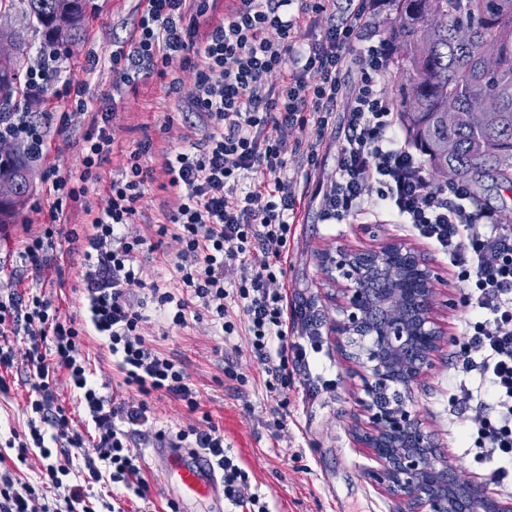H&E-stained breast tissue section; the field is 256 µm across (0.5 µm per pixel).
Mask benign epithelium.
I'll list each match as a JSON object with an SVG mask.
<instances>
[{"label": "benign epithelium", "instance_id": "1", "mask_svg": "<svg viewBox=\"0 0 512 512\" xmlns=\"http://www.w3.org/2000/svg\"><path fill=\"white\" fill-rule=\"evenodd\" d=\"M472 118L495 122L494 102H483ZM321 263L345 280L339 288L342 318L332 333L346 358L364 368L359 403L368 423L354 434L378 463L371 478L406 501L408 512H512L511 502L456 479L412 409L413 386L432 366L441 336L433 316V270L398 240L325 252ZM384 388L397 393L389 404L380 401Z\"/></svg>", "mask_w": 512, "mask_h": 512}]
</instances>
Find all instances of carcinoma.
Listing matches in <instances>:
<instances>
[{
	"mask_svg": "<svg viewBox=\"0 0 512 512\" xmlns=\"http://www.w3.org/2000/svg\"><path fill=\"white\" fill-rule=\"evenodd\" d=\"M19 11L23 29H1L0 43L12 48L0 55V113L20 101L22 73L18 58L27 53L28 32L44 41L66 45L84 30L85 0H0V12ZM395 18L385 17L395 45L394 77L399 85L397 109L409 139L435 173L448 171V181H468L475 203L482 201L486 183L512 192V0H392ZM471 29L467 43L456 40L458 28ZM496 44L500 55L493 68L485 66L480 47ZM457 100L448 111L447 99ZM492 96L499 102V121L491 127L462 119L472 103ZM455 144L446 154L442 145ZM33 158L13 150L0 175L24 179L19 195L0 207V224L14 222L32 190Z\"/></svg>",
	"mask_w": 512,
	"mask_h": 512,
	"instance_id": "obj_1",
	"label": "carcinoma"
}]
</instances>
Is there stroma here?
Returning <instances> with one entry per match:
<instances>
[{
	"label": "stroma",
	"mask_w": 512,
	"mask_h": 512,
	"mask_svg": "<svg viewBox=\"0 0 512 512\" xmlns=\"http://www.w3.org/2000/svg\"><path fill=\"white\" fill-rule=\"evenodd\" d=\"M138 13V0H91L82 36L66 45L65 74L87 78L86 99L90 107L107 108L116 81L110 69L84 75L89 52L107 53L115 42L124 40ZM89 122L76 118L69 132L49 128V152L35 164L33 193L15 224L0 234V254L21 248L28 225L48 221L53 189L44 179L46 167L59 176L77 173L82 167L80 139ZM118 144L104 162V178L120 176L126 158L143 142L152 147L146 165L156 180L146 187L138 203L133 229L146 233L148 225L159 224L178 201L175 189L166 187L163 173L169 153L202 137L201 130L188 127L176 98L167 97L158 77L141 80L136 92L126 94L114 119ZM388 239L413 247L433 269L434 315L441 331V349L433 366L414 388L413 409L430 441L448 461L462 482L485 485L486 465H460L465 450L463 422L451 415L448 383L455 375L453 356L457 350L461 319L466 313L458 270L429 240L401 224L386 210H367L343 224H330L321 217L320 204L306 201L301 207L296 236L288 251L286 284L297 307L314 314L319 324L320 347L309 364L300 368L288 391V421L283 431L272 427L271 401L266 396L261 364L242 351L244 337L225 344L211 335L207 323L188 326L161 325L154 306H147L150 320L145 334L154 348L181 360L198 390L202 411L211 414L224 430V444L249 476L252 492L268 503L270 512H399L397 501L379 490L368 478L374 462L368 449L359 447L352 430L360 414L361 369L348 363L330 338V328L340 312L333 300L334 283L320 267L319 256L326 250L372 249ZM65 255L60 269L34 272L22 266L0 267V287L25 292L38 289L59 308L61 316L82 314L85 267L81 253L68 252L67 241H59ZM234 367L237 379L224 375ZM8 393H0V436L10 429H23L22 408L29 395L22 368L7 377Z\"/></svg>",
	"instance_id": "1"
}]
</instances>
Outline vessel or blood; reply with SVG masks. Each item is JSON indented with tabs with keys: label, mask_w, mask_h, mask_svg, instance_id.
<instances>
[{
	"label": "vessel or blood",
	"mask_w": 512,
	"mask_h": 512,
	"mask_svg": "<svg viewBox=\"0 0 512 512\" xmlns=\"http://www.w3.org/2000/svg\"><path fill=\"white\" fill-rule=\"evenodd\" d=\"M162 475H175L176 502L213 499L219 494L218 469L213 458L205 452L163 442L154 450Z\"/></svg>",
	"instance_id": "vessel-or-blood-1"
}]
</instances>
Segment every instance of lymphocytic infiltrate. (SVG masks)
<instances>
[{
	"label": "lymphocytic infiltrate",
	"mask_w": 512,
	"mask_h": 512,
	"mask_svg": "<svg viewBox=\"0 0 512 512\" xmlns=\"http://www.w3.org/2000/svg\"><path fill=\"white\" fill-rule=\"evenodd\" d=\"M390 7L391 0H147L117 49L88 57L86 76L106 66L119 84L134 89L154 75L167 80L171 95L180 93L181 80L170 77L169 66L181 60L194 78L186 117L203 127L205 136L167 158L164 173L179 190L178 203L148 237L132 231L137 203L155 179L154 170L141 162L147 146L130 153L120 178L107 180L100 173L116 145L114 110L89 121L78 175L62 178L46 169L54 190L50 221L27 235L18 253L20 263L35 271L55 261L58 222L86 208L91 192L104 193L105 200L86 235L74 230L67 235L72 243L86 240L84 323L62 319L44 295L0 289V392H8L4 373L18 362L29 385L27 429L12 432L5 445L15 450L19 464H26L33 449L45 461L35 483L0 473V512H95L92 490L102 482L112 487L104 512H125V501L147 500L141 456L131 442L151 428L152 401L170 397L191 413L200 405L182 361L146 339L143 310L149 302L173 324L205 319L224 337H246L276 401L273 425L283 429L288 412L282 394L295 368L308 362L295 325L310 318L290 305L285 288L288 241L306 197L319 200L323 219L334 224L373 207L391 210L458 267L470 314L462 324L449 403L466 418L475 461L491 463L492 483L512 492V226L494 211L470 205L465 179L449 186L434 183L424 158L403 134L393 101L381 91L392 45L369 37ZM323 18L328 24L321 34L306 38L305 29ZM350 60L361 77L346 98L342 71ZM61 65L57 47H40L37 65L24 73L22 105L0 113V143L42 154L48 123L66 132L75 114L87 111L84 80L52 85ZM277 72L281 83H271ZM49 93L68 108L41 122L25 104ZM339 109L345 134L336 147V177L327 183L318 172L329 122ZM270 126L279 137L267 135ZM296 129L303 139L289 142L288 132ZM152 236L178 245L174 290L161 291L140 276L137 256ZM235 265L240 276L230 287L224 274ZM233 303L245 312L244 324L232 318ZM88 336L103 342L130 398L108 399V382L95 379L82 352ZM60 379L91 422L92 434L75 427L59 401ZM175 437L215 459L225 501L243 512H268L260 495L251 492L245 470L228 454L224 431L210 414ZM72 448L86 452L80 484L65 481Z\"/></svg>",
	"instance_id": "obj_1"
}]
</instances>
